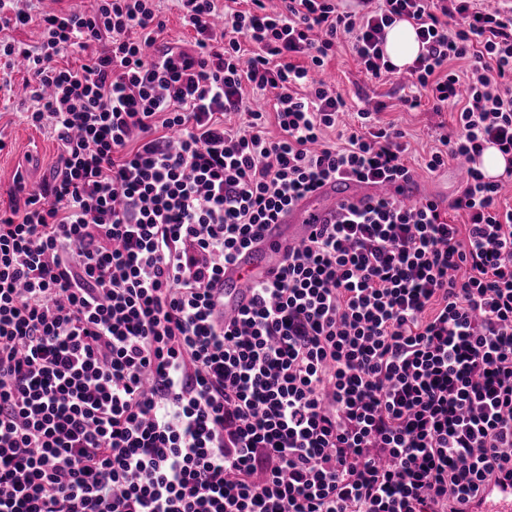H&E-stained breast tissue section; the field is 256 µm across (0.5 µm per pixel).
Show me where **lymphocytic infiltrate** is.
<instances>
[{
  "instance_id": "obj_1",
  "label": "lymphocytic infiltrate",
  "mask_w": 512,
  "mask_h": 512,
  "mask_svg": "<svg viewBox=\"0 0 512 512\" xmlns=\"http://www.w3.org/2000/svg\"><path fill=\"white\" fill-rule=\"evenodd\" d=\"M18 2L0 55L58 165L0 215V512H459L512 484V164L476 166L512 156V0H175L187 48L156 0ZM400 19L423 45L404 105L455 121L424 165L467 161L460 194L342 207L219 320L264 225L410 173L381 106L340 128L315 77L342 41L387 77ZM33 21L39 45L6 37ZM96 0H39L37 2H31L35 5V9L32 10V14L36 12H52L68 7H77L82 10H91L95 7ZM161 15L165 21L164 38L182 46H189L192 40V33L183 27L179 13L171 0H158ZM507 157L496 147L488 146L477 159V167L489 178H497L504 174L508 166Z\"/></svg>"
}]
</instances>
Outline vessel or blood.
Wrapping results in <instances>:
<instances>
[{
    "label": "vessel or blood",
    "instance_id": "1",
    "mask_svg": "<svg viewBox=\"0 0 512 512\" xmlns=\"http://www.w3.org/2000/svg\"><path fill=\"white\" fill-rule=\"evenodd\" d=\"M423 184L417 174L387 184H367L353 179L325 182L263 230L260 245L240 251L224 268V308L222 317L239 313L248 306L253 282L272 278L288 251L297 248L320 225L332 223L344 204L392 196L411 204L422 198ZM467 512H512V487L500 483L487 486L483 499Z\"/></svg>",
    "mask_w": 512,
    "mask_h": 512
}]
</instances>
